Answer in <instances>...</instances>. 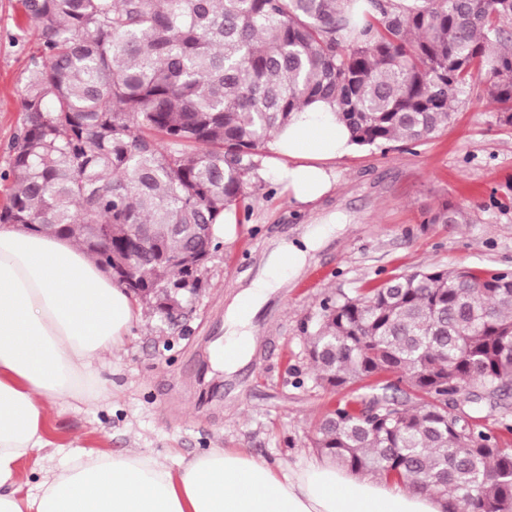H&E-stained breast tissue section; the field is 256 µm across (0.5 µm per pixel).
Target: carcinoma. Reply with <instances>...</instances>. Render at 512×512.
Here are the masks:
<instances>
[{"label": "carcinoma", "mask_w": 512, "mask_h": 512, "mask_svg": "<svg viewBox=\"0 0 512 512\" xmlns=\"http://www.w3.org/2000/svg\"><path fill=\"white\" fill-rule=\"evenodd\" d=\"M23 2L37 50L0 224L74 239L159 313L197 293L254 157L310 101H335L360 147L417 144L481 79L512 124V0H365L360 26L350 0ZM308 355L321 386L400 391L329 410L323 454L453 512H512V452L448 411L470 383L512 389V274L431 265L328 299Z\"/></svg>", "instance_id": "obj_1"}]
</instances>
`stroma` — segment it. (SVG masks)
I'll return each mask as SVG.
<instances>
[{"label":"stroma","instance_id":"stroma-1","mask_svg":"<svg viewBox=\"0 0 512 512\" xmlns=\"http://www.w3.org/2000/svg\"><path fill=\"white\" fill-rule=\"evenodd\" d=\"M35 47L21 0H0V206ZM453 110L437 137L360 147L338 162L336 189L316 212H298L278 185L257 178L249 211L213 251L192 307L175 323L144 312L125 345L100 363L105 397L49 407L60 445L23 463L24 491L35 492L78 447L148 450L174 469L210 448H244L283 465L320 457L318 422L354 394L314 381L306 346L325 298L431 265L512 272V127L477 87ZM444 206L455 223H431ZM330 214L335 223L315 233ZM287 245L305 249L304 263L264 291L247 324L250 355L224 367L214 351L232 332L230 303L241 286L265 278Z\"/></svg>","mask_w":512,"mask_h":512}]
</instances>
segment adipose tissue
Returning a JSON list of instances; mask_svg holds the SVG:
<instances>
[{"label":"adipose tissue","instance_id":"adipose-tissue-1","mask_svg":"<svg viewBox=\"0 0 512 512\" xmlns=\"http://www.w3.org/2000/svg\"><path fill=\"white\" fill-rule=\"evenodd\" d=\"M289 203L315 211L356 149L335 102L295 113L268 144ZM142 309L74 242L0 226V512H450L451 500L311 459L283 470L212 448L172 470L148 451H76L26 495L21 463L54 447L49 405L102 396L96 361L120 350Z\"/></svg>","mask_w":512,"mask_h":512}]
</instances>
